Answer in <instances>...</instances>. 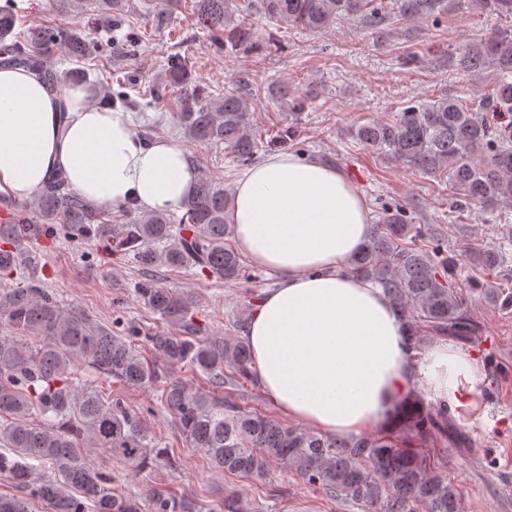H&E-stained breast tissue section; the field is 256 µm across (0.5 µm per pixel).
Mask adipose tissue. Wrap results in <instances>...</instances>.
<instances>
[{"label":"adipose tissue","mask_w":512,"mask_h":512,"mask_svg":"<svg viewBox=\"0 0 512 512\" xmlns=\"http://www.w3.org/2000/svg\"><path fill=\"white\" fill-rule=\"evenodd\" d=\"M58 172L106 211H177L199 177L179 143L145 144L129 113L92 104L84 87L58 93L36 71L0 68V195L30 198ZM226 221L237 249L278 277L245 339L257 384L289 420L325 434L386 430L418 388L472 404L476 361L443 343L412 360L400 312L347 270L371 224L339 170L289 152L267 156L238 177Z\"/></svg>","instance_id":"adipose-tissue-1"}]
</instances>
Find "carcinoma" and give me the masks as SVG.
Returning <instances> with one entry per match:
<instances>
[{"mask_svg": "<svg viewBox=\"0 0 512 512\" xmlns=\"http://www.w3.org/2000/svg\"><path fill=\"white\" fill-rule=\"evenodd\" d=\"M263 16L311 32H324L343 16L359 17L376 44L392 31L387 18L397 12L412 20L437 19L450 9L512 19V0H248ZM236 0H193L197 22L212 45L226 53L252 47L251 32L235 23ZM16 24L0 12V64L37 69L60 90L86 83L78 71L59 75L44 67L47 50L58 46L73 59L90 55L91 41L73 30L48 35L31 29L24 41H8ZM449 65L464 76L487 70L495 78L477 101L448 95L407 103L388 121H367L351 130L363 148L422 175H448L451 207L482 211L512 208V28L497 27L452 54ZM181 56L168 60L169 85L187 81ZM271 98L290 101L293 116L304 111L307 95L286 85L271 89ZM253 98L229 93L210 101L195 87L178 98L175 118L192 141L216 143L243 162H252L259 141L251 130ZM231 194L207 175L199 178L174 220L166 213H146L126 224L89 204L57 175L33 196L14 223L0 225V273L12 278L0 288V320L11 334L0 335V442L16 458L0 454V473L7 472L19 494L0 497V512H29L32 503L51 512H185L186 502L155 486L138 500L112 490V476L91 464L104 450L135 469L163 452L152 451L141 416L111 399L101 383L116 381L138 389L159 380L155 367L138 355L133 337L119 336L85 316L63 309L36 284L35 256L19 248L27 239L49 233L60 224L71 238H103L116 250L133 255L146 269L157 266L197 268L210 278L241 280L239 253L226 242L225 222ZM426 232L410 220L402 204L378 213L373 231L353 256L354 273L383 289L411 332L410 349L422 342L419 323L435 332L465 339L473 331L459 289L456 259L440 245L424 244ZM475 267L504 262L500 249L472 248ZM137 297L174 332L143 337L158 358L172 366L205 375L208 388L189 390L179 384L162 388L160 401L179 431L203 449L211 465L231 475L261 478L267 463L280 461L330 499L352 502L372 512H464L457 486L415 448H403L392 437L339 438L290 426L265 413L247 411L221 395L228 385L253 380L252 354L240 336H203L192 309L195 296L145 281ZM484 297L507 310L512 291L487 289ZM38 412L40 420H32ZM398 426L426 440L448 437L453 427L448 404L425 409L420 396L409 398L398 412ZM49 466L53 475L34 478ZM222 512H252L250 500L228 495Z\"/></svg>", "mask_w": 512, "mask_h": 512, "instance_id": "cac0c4a2", "label": "carcinoma"}]
</instances>
